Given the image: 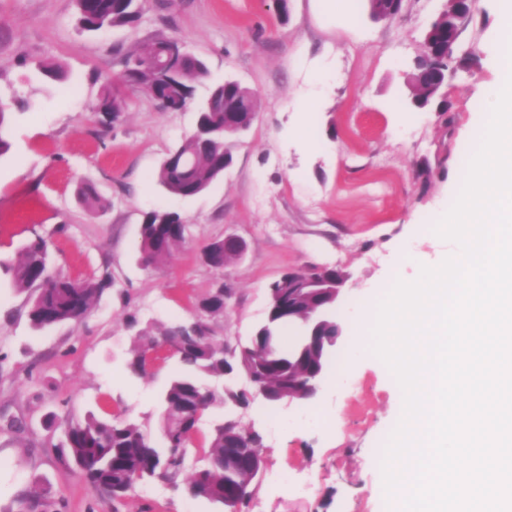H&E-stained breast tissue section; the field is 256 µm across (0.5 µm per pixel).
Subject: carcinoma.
<instances>
[{"mask_svg": "<svg viewBox=\"0 0 512 512\" xmlns=\"http://www.w3.org/2000/svg\"><path fill=\"white\" fill-rule=\"evenodd\" d=\"M76 6L81 28L87 32L131 25L138 22L142 14L140 0H76ZM455 24L454 7L451 6L441 18L431 23L424 37V53L431 52L439 58L445 79L449 68L445 63L448 30ZM172 42L171 38L160 37L142 44L125 57L124 74L101 84L98 103L101 122H112V114L122 110L123 98L119 93L122 82L163 103L164 109L169 111L175 112L187 102L196 85L207 79L209 70L202 59L193 56L181 71L166 80L159 79L155 64ZM422 62L421 57L414 62L411 72L413 92L416 98L431 103L441 95L442 88L435 79L422 74ZM232 100L237 101L241 121L255 111V97L249 90L238 85L213 86L210 98L197 107L202 125L212 134L188 137L169 153L171 158L186 157L190 163L181 166L170 160L159 167L156 178L166 191L175 196L191 197L219 178L224 169V140L216 131L224 128L225 104ZM78 199L94 213L108 206L90 184L79 188ZM185 230L181 215L176 212L151 210L144 213L140 240L142 256L153 265L164 264L173 248L183 240ZM209 248L213 253L212 267L217 269L238 256L235 247L224 245L222 239L212 241ZM0 272L10 277L17 290H36L28 316L37 329L63 323L79 326L94 301L111 285V276L106 270L98 278L83 280L50 275L47 244L42 238L29 242L17 262L0 260ZM268 296V323L256 330L249 346L231 362L220 357L224 342L211 335L212 328L206 320L173 323L157 333L147 326L132 337L126 370L136 377L146 375L150 363L161 358L162 340L177 339L180 342L176 356L182 371L170 379L160 397L167 432L159 445L139 424L125 419L91 413L71 425L66 431V447L87 481L114 500L123 498L139 478L180 485L186 445L197 427L195 415L226 400L242 405L248 402L245 393L224 395L205 391L199 381L202 376L222 377L226 371L253 367L265 395L286 398L299 389L297 377L323 372L325 360L311 344L291 353L284 346L266 352L269 337L281 335L288 327V274L269 285ZM243 436L244 429L235 421L215 424L208 462L189 478L185 490H192L197 497L217 506L234 508L243 503L256 475L244 464L224 465L227 444Z\"/></svg>", "mask_w": 512, "mask_h": 512, "instance_id": "carcinoma-1", "label": "carcinoma"}]
</instances>
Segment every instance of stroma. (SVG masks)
<instances>
[{
    "label": "stroma",
    "instance_id": "35a3bbf8",
    "mask_svg": "<svg viewBox=\"0 0 512 512\" xmlns=\"http://www.w3.org/2000/svg\"><path fill=\"white\" fill-rule=\"evenodd\" d=\"M446 3L403 0L398 15L375 20L366 0H348L345 15L315 0H143L137 24L87 34L75 0H0V103L10 114L1 133L11 144L0 159V259H17L40 237L56 272L112 277L80 327L38 330L29 293L0 273V512H32L37 499L44 512H216L154 481L112 501L53 446L98 408L160 440L159 394L178 362L129 376V313L157 327L189 321L198 300L223 287L224 314L211 327L232 351L265 322L272 281L326 268L347 281L322 394L271 408L246 378L233 384L250 399L229 414L259 433L264 459L240 510L391 512L375 451L389 441L403 392L358 316L418 263L452 250L434 224L462 187L486 87L512 73L498 54L502 0H473L459 37L465 60L448 80L445 106L408 107L407 75ZM160 35L206 59L210 78L198 98L230 75L257 103L249 131L225 141L232 166L191 198L170 194L154 174L191 132L193 112L163 111L130 89L117 121L94 119L97 76H119L125 56ZM45 61L59 63L65 80L44 79ZM84 183L107 210L92 215L79 204ZM150 210L178 212L188 226L158 269L138 253ZM227 236L243 241V253L221 269L205 264L204 247ZM275 473L289 484L272 485Z\"/></svg>",
    "mask_w": 512,
    "mask_h": 512
}]
</instances>
